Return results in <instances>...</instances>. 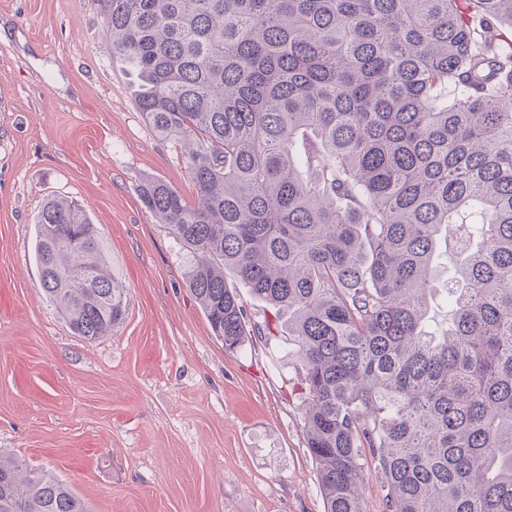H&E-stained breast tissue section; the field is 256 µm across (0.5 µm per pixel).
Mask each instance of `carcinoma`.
Wrapping results in <instances>:
<instances>
[{
  "label": "carcinoma",
  "instance_id": "carcinoma-1",
  "mask_svg": "<svg viewBox=\"0 0 512 512\" xmlns=\"http://www.w3.org/2000/svg\"><path fill=\"white\" fill-rule=\"evenodd\" d=\"M137 107L184 147L196 198L148 177L145 209L190 257L224 349L251 336L224 272L291 313L324 512H512V0H97ZM453 317L424 329L442 234ZM41 286L74 335L127 290L80 205L37 221ZM0 512H90L0 457ZM363 497L365 512H384L383 492L374 465L370 461L364 472Z\"/></svg>",
  "mask_w": 512,
  "mask_h": 512
}]
</instances>
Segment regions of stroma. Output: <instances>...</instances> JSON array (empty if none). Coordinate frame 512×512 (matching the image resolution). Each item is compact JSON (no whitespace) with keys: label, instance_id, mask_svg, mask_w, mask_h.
Returning <instances> with one entry per match:
<instances>
[{"label":"stroma","instance_id":"obj_1","mask_svg":"<svg viewBox=\"0 0 512 512\" xmlns=\"http://www.w3.org/2000/svg\"><path fill=\"white\" fill-rule=\"evenodd\" d=\"M95 0H0V454L93 512H324L287 324L229 352L185 287L187 255L143 207L196 192L139 112ZM76 201L128 290L112 335L71 333L45 296V200Z\"/></svg>","mask_w":512,"mask_h":512}]
</instances>
